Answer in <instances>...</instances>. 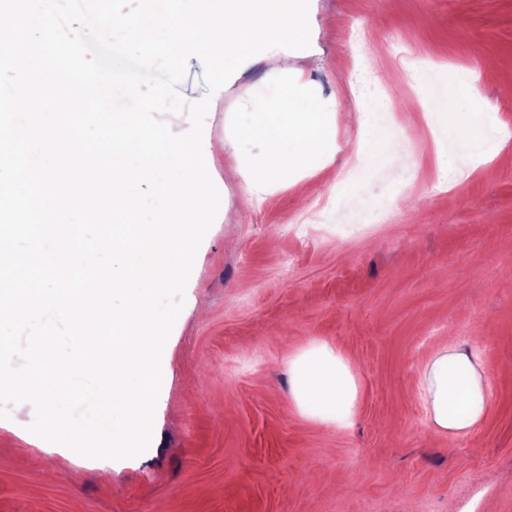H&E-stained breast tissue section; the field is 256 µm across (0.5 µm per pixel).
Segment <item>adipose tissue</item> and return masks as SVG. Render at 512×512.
<instances>
[{"mask_svg":"<svg viewBox=\"0 0 512 512\" xmlns=\"http://www.w3.org/2000/svg\"><path fill=\"white\" fill-rule=\"evenodd\" d=\"M333 113V102L301 99L291 84L277 85L256 101L249 121L238 128L240 140L261 145L263 166L247 171L235 164L229 175L241 178L253 191L275 177L324 169L335 138ZM288 371L298 381L293 395L305 415L339 426L352 421L359 386L347 354L319 345L289 356ZM420 373L434 434L466 437L482 424L490 405V376L472 349L437 350L422 358Z\"/></svg>","mask_w":512,"mask_h":512,"instance_id":"obj_1","label":"adipose tissue"}]
</instances>
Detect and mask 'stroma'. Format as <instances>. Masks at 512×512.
<instances>
[{
  "mask_svg": "<svg viewBox=\"0 0 512 512\" xmlns=\"http://www.w3.org/2000/svg\"><path fill=\"white\" fill-rule=\"evenodd\" d=\"M309 23L293 75L336 103L327 174L273 181L272 207L215 177L224 217L163 351L159 446L96 460L0 428V512H512V142L481 159L512 135V0H310ZM273 76L260 54L210 97L216 164ZM473 81L481 100H457ZM316 344L357 357L348 428L296 407L288 357ZM458 344L492 397L451 442L418 362Z\"/></svg>",
  "mask_w": 512,
  "mask_h": 512,
  "instance_id": "obj_1",
  "label": "stroma"
}]
</instances>
